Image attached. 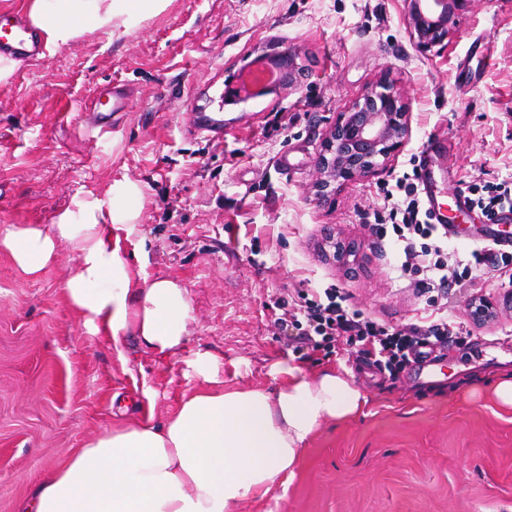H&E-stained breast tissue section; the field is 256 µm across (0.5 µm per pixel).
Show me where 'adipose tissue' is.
Wrapping results in <instances>:
<instances>
[{
	"label": "adipose tissue",
	"mask_w": 512,
	"mask_h": 512,
	"mask_svg": "<svg viewBox=\"0 0 512 512\" xmlns=\"http://www.w3.org/2000/svg\"><path fill=\"white\" fill-rule=\"evenodd\" d=\"M168 0H27V15L47 53L84 33L128 31ZM142 186L113 181L105 193L73 196L51 224H15L0 249L30 279L52 266L60 246L76 263L66 298L84 327L113 343L135 338L143 348L177 354L188 334L185 287L150 276L127 246L138 238ZM273 390L196 389L161 424L115 427L86 442L34 492L24 512H234L293 474L314 433L328 421L363 413L369 397L347 374L308 378L281 369Z\"/></svg>",
	"instance_id": "adipose-tissue-1"
}]
</instances>
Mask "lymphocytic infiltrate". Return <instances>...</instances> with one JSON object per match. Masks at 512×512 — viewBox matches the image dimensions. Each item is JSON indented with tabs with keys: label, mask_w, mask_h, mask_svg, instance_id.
I'll use <instances>...</instances> for the list:
<instances>
[{
	"label": "lymphocytic infiltrate",
	"mask_w": 512,
	"mask_h": 512,
	"mask_svg": "<svg viewBox=\"0 0 512 512\" xmlns=\"http://www.w3.org/2000/svg\"><path fill=\"white\" fill-rule=\"evenodd\" d=\"M396 189L386 192L391 202L388 214H375V221L389 219L398 245V258L402 274L408 275L409 287L436 290L447 295L454 288L474 286L473 269L491 267L507 275L512 287V253H495L486 248L473 250L470 262L452 259L443 253L437 241L443 232L430 221L429 213L422 209L415 183L399 178ZM402 199H395V192ZM277 322L290 331L298 350L307 358L320 361L332 354L336 346L364 362L384 368L390 376L422 356L423 349L446 355L448 338L452 334L447 317L390 326L363 316L350 309L344 297H321L315 293H298L293 301L281 304Z\"/></svg>",
	"instance_id": "obj_1"
}]
</instances>
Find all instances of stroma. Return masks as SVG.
I'll use <instances>...</instances> for the list:
<instances>
[{
	"label": "stroma",
	"mask_w": 512,
	"mask_h": 512,
	"mask_svg": "<svg viewBox=\"0 0 512 512\" xmlns=\"http://www.w3.org/2000/svg\"><path fill=\"white\" fill-rule=\"evenodd\" d=\"M275 39L301 47L302 86L221 107L225 84ZM382 80L403 98L405 137L373 177L320 194L331 127ZM202 114L223 118L219 133L199 130ZM430 149L446 204L473 181L512 178V0H471L428 52L404 0H169L127 33L24 60L0 84V231L51 223L79 191L139 182L148 272L186 288L191 319L173 358L131 338L108 344L64 298L68 246L36 280L0 250V512H21L103 429L162 422L202 385L204 352L227 388H274L287 364L311 378L348 372L370 398L359 417L324 423L293 476L237 512H512V412L491 399L512 373V296L498 272L448 293L440 313L463 325V344L393 382L341 348L305 359L274 322L282 301L328 288L393 326L431 313L392 237L370 226L384 188ZM488 227L480 210L461 212L441 245L470 260ZM474 296L493 321H472Z\"/></svg>",
	"instance_id": "35a3bbf8"
}]
</instances>
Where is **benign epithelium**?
Returning <instances> with one entry per match:
<instances>
[{
    "label": "benign epithelium",
    "mask_w": 512,
    "mask_h": 512,
    "mask_svg": "<svg viewBox=\"0 0 512 512\" xmlns=\"http://www.w3.org/2000/svg\"><path fill=\"white\" fill-rule=\"evenodd\" d=\"M408 2L407 23L417 46L428 49L443 43L452 33L457 12L470 0H421ZM300 50L282 44V49L265 54L275 68L278 80L263 88L278 95L299 85L303 69L297 63ZM407 131V112L401 94L389 81L371 88L350 112L342 114L332 127L315 166L319 185L325 191L337 181L370 177L379 170V158H387Z\"/></svg>",
    "instance_id": "benign-epithelium-1"
}]
</instances>
